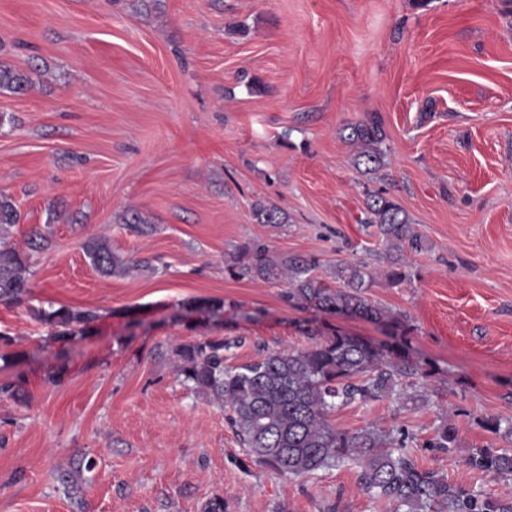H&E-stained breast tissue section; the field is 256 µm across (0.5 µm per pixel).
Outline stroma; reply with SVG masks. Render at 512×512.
Returning a JSON list of instances; mask_svg holds the SVG:
<instances>
[{"label": "stroma", "mask_w": 512, "mask_h": 512, "mask_svg": "<svg viewBox=\"0 0 512 512\" xmlns=\"http://www.w3.org/2000/svg\"><path fill=\"white\" fill-rule=\"evenodd\" d=\"M0 61L31 78L0 93V192L21 220L22 302L0 301V512H396L338 467L295 478L257 464L223 406L177 377L173 346L242 336L232 363L311 347L298 322L404 342L430 369L426 403L398 395L337 409L338 428L407 429L417 463L479 494L512 477L469 467L512 453L484 427L512 419V0H0ZM378 113L385 164L367 171L347 128ZM384 191L427 244L389 284L388 249L365 225ZM284 212L259 224L257 205ZM130 209L152 226L121 222ZM46 239L32 251V234ZM92 237L151 269L107 276ZM366 264L369 298L406 316L398 333L311 315L281 283L225 271L234 245ZM217 299L214 314L193 300ZM90 308L69 342L34 309ZM453 425L455 448L430 447ZM93 457L80 493L59 467Z\"/></svg>", "instance_id": "stroma-1"}]
</instances>
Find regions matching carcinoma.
<instances>
[{
    "mask_svg": "<svg viewBox=\"0 0 512 512\" xmlns=\"http://www.w3.org/2000/svg\"><path fill=\"white\" fill-rule=\"evenodd\" d=\"M31 87L27 73L0 63V91L23 93ZM386 133L381 117L373 113L349 127L348 140L360 145L357 163L369 171L384 165L381 145ZM259 224H285L276 207L254 209ZM20 223L13 199L0 193V238ZM364 223L377 228L391 256L386 278L395 285L407 276L408 258L426 250V242L412 229L408 215L382 192L368 195ZM91 265L105 275L124 274L126 260L98 238L83 244ZM314 255L272 253L258 241L237 246L225 271L232 278L249 277L287 285L286 301L304 310L361 318L400 328L403 319L369 300L372 275L364 265L336 264L331 280L316 271ZM26 257L5 243L0 246V301L18 302L27 292ZM50 329V338L71 339L82 334L97 317L92 309L61 306L35 312ZM244 344L240 336L199 338L176 345L181 382L224 404L242 445L253 461L281 475L308 477L340 466L357 469L360 488L373 497L396 504L397 512H512V495L483 496L451 482L444 474L419 467L406 449L408 433L370 425L342 430L332 422L336 408L353 402L368 403L389 396L402 381L422 372L406 352L405 344L378 345L369 340L335 333L304 349L270 352L244 364L228 363L227 353ZM457 440L451 425L442 426L429 442L432 448H450ZM471 468L496 475L512 474V453L478 449ZM96 466L59 468L56 479L66 490H79L81 470Z\"/></svg>",
    "mask_w": 512,
    "mask_h": 512,
    "instance_id": "carcinoma-1",
    "label": "carcinoma"
}]
</instances>
